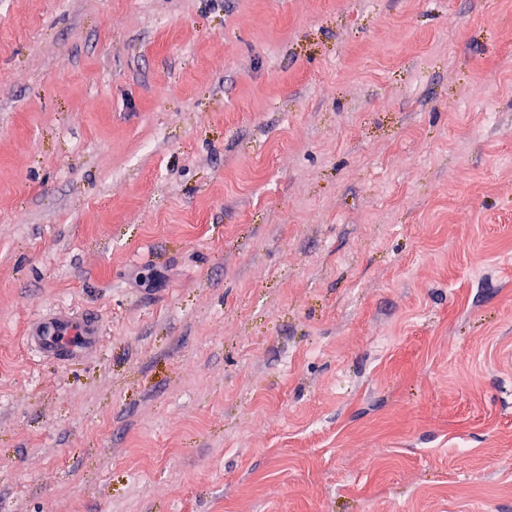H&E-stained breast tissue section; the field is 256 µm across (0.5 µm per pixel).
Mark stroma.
Wrapping results in <instances>:
<instances>
[{
	"mask_svg": "<svg viewBox=\"0 0 512 512\" xmlns=\"http://www.w3.org/2000/svg\"><path fill=\"white\" fill-rule=\"evenodd\" d=\"M0 512H512V0H0ZM31 340L45 354L54 353L62 346L87 352L98 348L100 336L98 326H77L73 318L58 314L41 321Z\"/></svg>",
	"mask_w": 512,
	"mask_h": 512,
	"instance_id": "obj_1",
	"label": "stroma"
}]
</instances>
